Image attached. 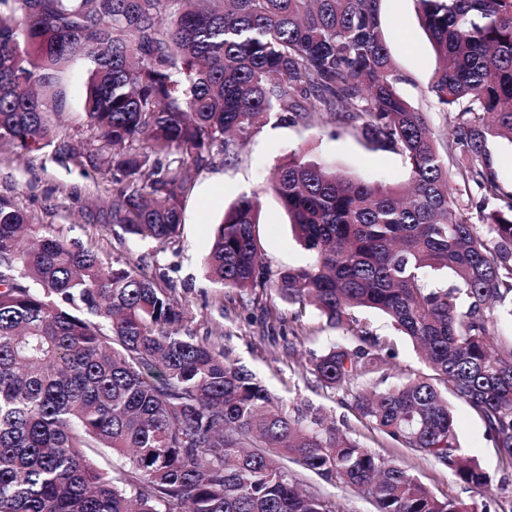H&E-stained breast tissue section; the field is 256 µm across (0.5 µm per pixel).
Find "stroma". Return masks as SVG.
<instances>
[{
    "instance_id": "35a3bbf8",
    "label": "stroma",
    "mask_w": 512,
    "mask_h": 512,
    "mask_svg": "<svg viewBox=\"0 0 512 512\" xmlns=\"http://www.w3.org/2000/svg\"><path fill=\"white\" fill-rule=\"evenodd\" d=\"M383 30L400 75L398 89L423 112L440 149L450 140V113L441 111L428 85L437 58L418 18L414 0H381ZM84 63H75L65 81L67 100L54 121L59 140L73 146V156L56 157L54 148L32 153L0 145V196L10 198L37 224L52 225L70 243L91 247L114 266L146 275L182 310L180 335L217 342L227 361L251 371L291 415L317 413L416 477L438 498L512 512V468L502 464L481 422L462 401L454 404L459 442L479 460L490 481L472 487L457 481L431 458L388 442L354 408V395L323 386L310 361L329 344H352V336L330 327L313 307L283 301L274 290L254 295L210 281L203 269L214 229L225 210L241 196L260 197L259 235L271 270L305 264L288 215L269 183L275 168L299 152L338 170L386 184H403L409 167L390 150H371L361 129L338 123L314 126L271 118L242 144L231 159L216 157L201 171L183 208L182 234L167 245L134 238L116 224L104 225L100 206L112 197L109 175L86 158L88 134L83 100ZM357 318L380 339L390 341L391 382L414 376L425 365L410 341L399 336L379 313L360 310ZM298 479L309 492L335 498L343 512H375L373 504L342 483L328 482L302 470Z\"/></svg>"
}]
</instances>
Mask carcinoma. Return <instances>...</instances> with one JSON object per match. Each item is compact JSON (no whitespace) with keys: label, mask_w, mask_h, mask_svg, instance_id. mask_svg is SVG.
Wrapping results in <instances>:
<instances>
[{"label":"carcinoma","mask_w":512,"mask_h":512,"mask_svg":"<svg viewBox=\"0 0 512 512\" xmlns=\"http://www.w3.org/2000/svg\"><path fill=\"white\" fill-rule=\"evenodd\" d=\"M0 144L55 146L61 77L90 64L88 158L112 178L107 224L165 245L179 237L198 173L273 112L360 126L369 149L401 154L405 187L293 153L269 189L310 260L272 272L259 196L224 212L207 276L271 288L357 337L315 358L327 388L386 376L391 347L353 317H387L427 371L360 389L381 435L458 481L488 482L463 452L448 397L469 405L512 467V193L487 163L512 144V0H415L439 66L430 92L453 113L450 153L481 192L463 205L424 115L398 92L380 0H0ZM503 206H489L491 200ZM475 210L472 217L469 210ZM447 270L452 283L432 279ZM154 283L33 224L0 197V512H338L297 486L295 464L366 494L375 512H477L318 420L293 418L250 371L178 334ZM109 449L119 475L99 468Z\"/></svg>","instance_id":"1"}]
</instances>
